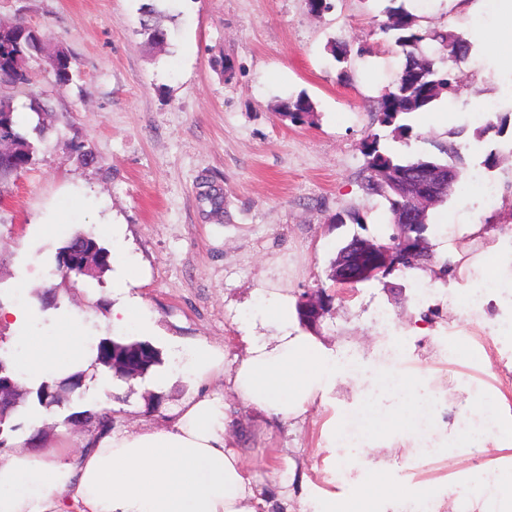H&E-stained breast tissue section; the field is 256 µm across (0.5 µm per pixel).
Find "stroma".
<instances>
[{
  "mask_svg": "<svg viewBox=\"0 0 512 512\" xmlns=\"http://www.w3.org/2000/svg\"><path fill=\"white\" fill-rule=\"evenodd\" d=\"M143 0H0V19H24L47 36V49L73 61L65 86L42 61L31 62V80L1 87L24 126L37 117L29 106L48 103L56 130L39 141L31 168L11 178L0 196V301L31 303L32 335L48 336L50 318L71 308L95 336L111 331L112 278L123 274L145 302L154 328L146 340L166 350L169 341L191 347L200 339L221 346L226 364L243 350L236 313L255 288H286L295 298L325 293L330 311L313 333L328 345L351 346L370 370L394 367L452 388L479 411L476 429L496 432L512 418V340L498 338L512 326V295L483 300L467 321L451 305L470 290L466 277L444 281L433 300L417 294L404 269L378 280L341 288L329 278L338 250L353 237L388 240L393 232L387 202L367 195L362 172L367 134L395 159L439 157L455 139L463 173L458 194L431 206L428 221L454 216L489 224L497 234L484 245L488 262L512 257V70L501 69L483 48L447 62L458 92L441 96L426 112L401 116L407 137L379 125L370 100L391 86L405 63L395 31H382L385 10L407 6L418 27L468 34L469 20L448 0H332L329 11L310 12L308 0H167L162 20L167 43L154 47L140 31ZM349 50L337 62L332 43ZM315 111L295 124L282 117V101L299 95ZM453 121L441 120V113ZM88 146L94 159L74 150ZM495 154L496 165L483 161ZM67 209L62 233L34 237L32 225ZM355 212L360 222L348 220ZM344 222H336V215ZM122 228L124 248L113 250L101 280L69 284L54 275L55 257L67 236L99 234L101 219ZM56 288V302L40 295ZM429 317L430 341L414 339L417 316ZM226 397L223 379L198 385L179 376L154 390L129 387L109 400L114 430L167 423L186 395ZM161 398L150 410L152 398ZM389 407L371 380L340 388L325 410L304 423L276 430L260 416L237 409L231 430L253 466L263 498L280 489L282 454L306 458L316 473V495L361 498L367 470L347 467L343 449L317 448L323 422H343L365 399ZM83 392L41 425L26 411L12 440L42 432L43 447L81 451L89 425L71 422L86 409ZM385 479L393 485L431 481L441 491L437 512H456L471 469L488 485L512 470V447L486 452L452 448L437 460L427 451L386 453Z\"/></svg>",
  "mask_w": 512,
  "mask_h": 512,
  "instance_id": "35a3bbf8",
  "label": "stroma"
}]
</instances>
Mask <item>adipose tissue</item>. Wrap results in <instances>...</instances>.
Listing matches in <instances>:
<instances>
[{
    "label": "adipose tissue",
    "instance_id": "adipose-tissue-1",
    "mask_svg": "<svg viewBox=\"0 0 512 512\" xmlns=\"http://www.w3.org/2000/svg\"><path fill=\"white\" fill-rule=\"evenodd\" d=\"M492 2L500 26L491 32L473 27L471 36L495 53L501 67L512 68V0ZM442 231L460 237L462 244L454 249L450 267L431 263L411 269L409 277L419 287H440L443 278L470 269L473 292L512 288V275L486 264L471 247L472 240L494 235L493 227L446 224ZM32 318L31 306H0V326L27 345L26 353L13 362L19 380L35 388L81 371L87 376V392L96 398L124 391V382L95 365L76 312L60 313L50 337L28 335ZM134 321L146 329L151 326L142 299L125 281H117L109 318L113 338L124 337ZM237 329L245 349L233 366L225 365L220 348L201 340L192 349L188 373L198 383L223 378L235 401L281 425L306 420L324 407L328 392L340 384L355 385L365 368L347 350H335L302 330L292 298L278 288L254 289L240 309ZM377 382L394 401L382 415L372 401L354 409L352 418L362 426V439L353 438L342 426L326 435L329 447L344 449L347 460L363 461L374 444L415 447L431 422L429 403L439 397L435 387L422 385L415 376H381ZM231 423L229 404L197 394L182 402L168 424L95 435L91 447L77 455L65 447L37 452L18 443L9 461L0 464V512H258L262 500L250 466L232 445ZM368 480L376 502L397 498L410 503L414 512H431L439 497L429 484L394 490L375 469ZM281 486L280 512H361L349 500L315 497L310 474L292 459L286 462Z\"/></svg>",
    "mask_w": 512,
    "mask_h": 512
}]
</instances>
